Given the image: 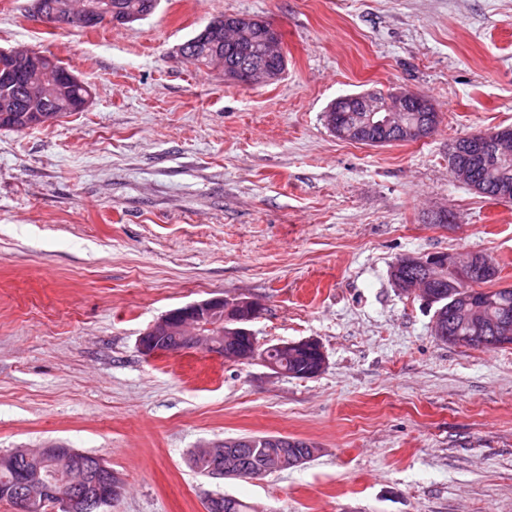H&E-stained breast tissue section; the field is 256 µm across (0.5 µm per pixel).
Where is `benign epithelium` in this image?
Returning <instances> with one entry per match:
<instances>
[{
    "instance_id": "benign-epithelium-1",
    "label": "benign epithelium",
    "mask_w": 512,
    "mask_h": 512,
    "mask_svg": "<svg viewBox=\"0 0 512 512\" xmlns=\"http://www.w3.org/2000/svg\"><path fill=\"white\" fill-rule=\"evenodd\" d=\"M40 19L64 27L80 25L97 26L104 23L120 24L124 20L112 4L88 3L78 14L69 11L42 15ZM202 36L224 39L235 46H243L250 41V34L244 26L224 16L211 21L202 31ZM265 62L251 64L243 58L240 63L224 67V78L242 85L268 84L279 80L285 71L279 30L271 29L263 40ZM350 100L357 103L360 112L352 133L358 142L381 145L401 136L427 138L434 125H412L408 120L410 112H424L427 98L413 92L399 91L383 100L376 92L354 94ZM507 135L495 129L477 133L468 139L469 151L474 160H481L486 152L506 156ZM417 267L421 274L410 278L399 275L398 287L403 293L418 296L428 304H436L438 295L434 291L437 283L443 280V272H448V293L471 282V277L493 267V263L483 254L471 253L463 259L452 254L441 253L427 257L405 255L395 262V269ZM261 304L250 298L211 297L175 308L154 324L141 336L140 351L146 356H156L167 352L171 343L184 350L205 346L214 355L226 362L249 363L255 360L258 344L247 350H238L227 345V338L235 334L251 333L247 324L259 314ZM469 326L485 341L486 334L496 333L507 327V321H489L484 306L474 304L467 310ZM36 456L41 465L25 473L18 481L19 495L15 496L23 506V512H41L48 502H54L63 512H92L103 500L112 498L118 477L112 469L98 457L62 445L48 444L41 448H17L0 457V466L14 469L17 462Z\"/></svg>"
}]
</instances>
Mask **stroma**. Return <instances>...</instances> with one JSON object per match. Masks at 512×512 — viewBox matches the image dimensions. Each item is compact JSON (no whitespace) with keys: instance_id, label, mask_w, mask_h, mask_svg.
Wrapping results in <instances>:
<instances>
[{"instance_id":"stroma-1","label":"stroma","mask_w":512,"mask_h":512,"mask_svg":"<svg viewBox=\"0 0 512 512\" xmlns=\"http://www.w3.org/2000/svg\"><path fill=\"white\" fill-rule=\"evenodd\" d=\"M225 14L281 30L280 80L181 57ZM17 47L92 95L0 130V455L103 459L121 491L101 512H207L216 494L254 512H512V346L440 341L390 276L406 254L478 252L512 285V201L448 171L456 138L512 126V0H160L83 31L0 0V49ZM403 89L439 114L425 140L365 146L325 122L339 97ZM218 295L261 303V346L316 339L322 372L141 353L161 316ZM246 435L316 451L253 479L192 468Z\"/></svg>"}]
</instances>
